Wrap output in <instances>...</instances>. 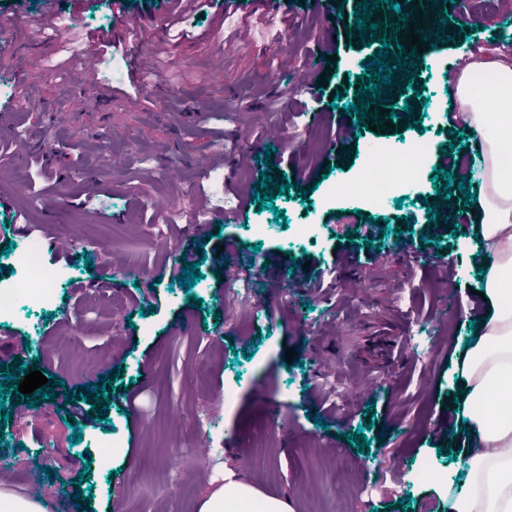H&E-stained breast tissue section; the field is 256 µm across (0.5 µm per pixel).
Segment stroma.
<instances>
[{
	"label": "stroma",
	"instance_id": "1",
	"mask_svg": "<svg viewBox=\"0 0 512 512\" xmlns=\"http://www.w3.org/2000/svg\"><path fill=\"white\" fill-rule=\"evenodd\" d=\"M477 2L474 31L429 48L415 80H402L410 91L424 85L426 114L417 126L397 115L389 137L423 135L434 149L407 203L374 208L335 190L362 167L364 146L387 137L344 111L378 52L355 34V0H288L282 14L254 11L251 0H193L176 18L167 0H130L143 38L169 24L135 86L126 69L112 74L113 60L129 64L126 51L98 53L89 69L79 59L88 36L122 31L111 0H37L27 27L10 26L16 5L0 0V106L11 107L0 248L20 244L28 227L45 243L72 242L67 254L42 250L59 274L51 306L0 318V362L28 353L55 390L0 431V480L20 494L38 482L45 512H78L72 481L87 463L94 512H197L229 477L291 512H443L467 455L466 434L448 428V403L483 311L485 265L473 228L455 236L427 214L448 206L432 183L443 148L465 152L449 133L446 78L473 54L512 51V22L493 18L504 0ZM340 11L349 21L338 26ZM46 17L73 25L57 36ZM245 36L252 46L242 54ZM31 55L37 66H26ZM273 123L285 134L276 170L307 197L278 195L274 210L253 205L222 221L217 197L266 171L259 157ZM239 155L251 163L234 167ZM90 187L96 199L75 206ZM278 209L288 223L314 225L313 243L289 244L274 225ZM253 224L272 230L259 240ZM226 237L236 244L223 252ZM127 245L133 271L122 262ZM186 253L203 274L189 291L171 278ZM120 309L125 319L114 318ZM247 343L254 356L238 359ZM97 362L119 381L110 406H95L109 421L68 426L64 392L87 384ZM323 412L324 428L314 422ZM356 431L369 450L348 443ZM203 437L216 459L207 475L193 463ZM33 455L43 470L28 467ZM425 463L435 478H421Z\"/></svg>",
	"mask_w": 512,
	"mask_h": 512
}]
</instances>
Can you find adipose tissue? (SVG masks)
<instances>
[{
    "label": "adipose tissue",
    "instance_id": "obj_1",
    "mask_svg": "<svg viewBox=\"0 0 512 512\" xmlns=\"http://www.w3.org/2000/svg\"><path fill=\"white\" fill-rule=\"evenodd\" d=\"M474 70L496 77L489 106L477 105L470 93ZM447 84L456 119L473 137L466 181L488 259L485 312L459 366L462 406L453 415L471 445L462 468L463 490L449 497L448 512H512V162L501 159L504 144L512 141V59L489 54L449 74ZM198 512H288V504L231 482L206 497Z\"/></svg>",
    "mask_w": 512,
    "mask_h": 512
}]
</instances>
